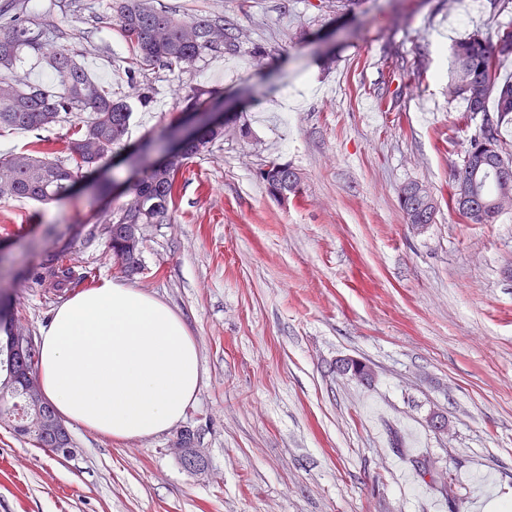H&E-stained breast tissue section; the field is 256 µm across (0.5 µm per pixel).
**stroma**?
Returning <instances> with one entry per match:
<instances>
[{"label": "stroma", "mask_w": 512, "mask_h": 512, "mask_svg": "<svg viewBox=\"0 0 512 512\" xmlns=\"http://www.w3.org/2000/svg\"><path fill=\"white\" fill-rule=\"evenodd\" d=\"M112 0H0L50 28L132 117L125 146L67 196L0 200V282L40 338L74 288L41 279L55 260L149 291L182 314L202 381L183 419L117 442L69 424V454L0 425V512H512V211L463 224L454 169L482 117L449 101L450 46L512 21L492 0H152L176 15L233 21L238 55L128 81ZM241 114L178 177L173 221L143 231L140 273L113 266L105 227L125 202L131 154L188 131L183 96ZM69 123L0 131V153L63 151ZM278 158L302 179L280 201L259 177ZM428 185L433 223L407 224L399 190ZM370 364L372 382L338 371ZM448 424L438 433L432 416ZM194 434L202 470L177 447ZM427 453L405 481L398 449Z\"/></svg>", "instance_id": "stroma-1"}]
</instances>
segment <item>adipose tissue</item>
I'll return each mask as SVG.
<instances>
[{
    "mask_svg": "<svg viewBox=\"0 0 512 512\" xmlns=\"http://www.w3.org/2000/svg\"><path fill=\"white\" fill-rule=\"evenodd\" d=\"M39 383L63 420L115 441L148 439L193 402L198 348L168 305L105 281L54 309L41 336Z\"/></svg>",
    "mask_w": 512,
    "mask_h": 512,
    "instance_id": "adipose-tissue-1",
    "label": "adipose tissue"
}]
</instances>
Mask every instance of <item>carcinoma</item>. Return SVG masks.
I'll return each mask as SVG.
<instances>
[{
	"label": "carcinoma",
	"instance_id": "carcinoma-1",
	"mask_svg": "<svg viewBox=\"0 0 512 512\" xmlns=\"http://www.w3.org/2000/svg\"><path fill=\"white\" fill-rule=\"evenodd\" d=\"M112 9L135 60V66L128 69L132 80L157 64L170 71L180 70L209 51L236 53L240 48L241 33L230 22L158 11L150 0H113ZM451 52L453 73L448 97L463 99L469 112L489 111L492 99L496 115L512 117V78L497 77L498 64L512 58V24L500 26L492 34L475 31L456 41ZM31 58L44 68L45 80H15L16 70ZM85 112L89 113L86 119L82 118ZM130 119L124 99L113 97L100 86L69 46L50 38L49 32L19 13L0 15V129L32 130L74 123V131L65 141L67 164L43 152L0 153V199L46 202L66 196L79 171L99 165L121 145ZM222 138L224 127L206 126L166 163L146 164L131 198L110 225L109 248L121 272L132 275L142 269L140 247L127 246L128 225L170 223L179 172L188 160ZM486 139L499 148L508 146L497 122L479 127L469 140L471 150H478ZM263 167L261 177L271 195L286 192L295 196L301 192V177L294 169L282 168L275 158ZM451 188L454 196L468 197L469 211L460 216L474 224L482 223V214L487 211L499 215L512 210V193L503 191V183L486 177L474 180L459 166ZM46 275L58 288L86 279L64 264L49 267ZM20 330L9 312L0 307V397L13 399V431L30 438L36 447L49 449L51 439L29 424L32 413L19 370L24 365L38 369L39 359L16 351L12 336Z\"/></svg>",
	"mask_w": 512,
	"mask_h": 512
}]
</instances>
